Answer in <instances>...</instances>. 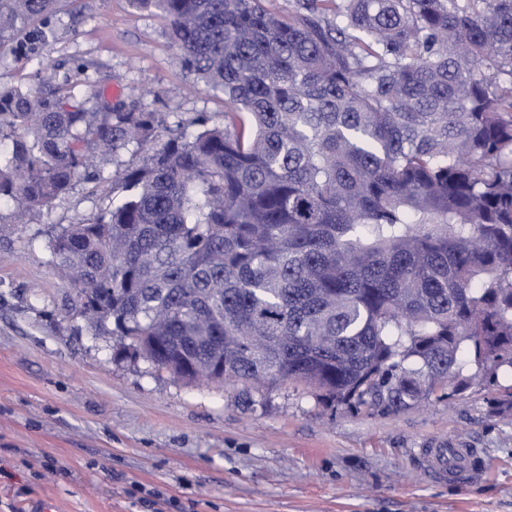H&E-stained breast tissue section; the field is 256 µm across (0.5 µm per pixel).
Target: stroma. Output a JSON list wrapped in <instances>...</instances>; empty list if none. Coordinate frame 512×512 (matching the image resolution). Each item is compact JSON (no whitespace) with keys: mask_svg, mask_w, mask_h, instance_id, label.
<instances>
[{"mask_svg":"<svg viewBox=\"0 0 512 512\" xmlns=\"http://www.w3.org/2000/svg\"><path fill=\"white\" fill-rule=\"evenodd\" d=\"M0 44V87L54 97L76 86L165 123L223 121L224 100L190 91L164 21L129 0H66ZM105 181L80 180L14 221L0 203V512H512V411L492 387L399 414L324 405L287 381L187 383L116 356L49 262L60 227L101 212ZM428 448H475L480 470L450 483Z\"/></svg>","mask_w":512,"mask_h":512,"instance_id":"35a3bbf8","label":"stroma"}]
</instances>
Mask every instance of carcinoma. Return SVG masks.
Wrapping results in <instances>:
<instances>
[{"label": "carcinoma", "instance_id": "cac0c4a2", "mask_svg": "<svg viewBox=\"0 0 512 512\" xmlns=\"http://www.w3.org/2000/svg\"><path fill=\"white\" fill-rule=\"evenodd\" d=\"M59 0H0V41ZM224 123L0 88V200L50 208L131 147L49 243L99 332L180 379L297 381L399 413L512 375V0H130Z\"/></svg>", "mask_w": 512, "mask_h": 512}]
</instances>
